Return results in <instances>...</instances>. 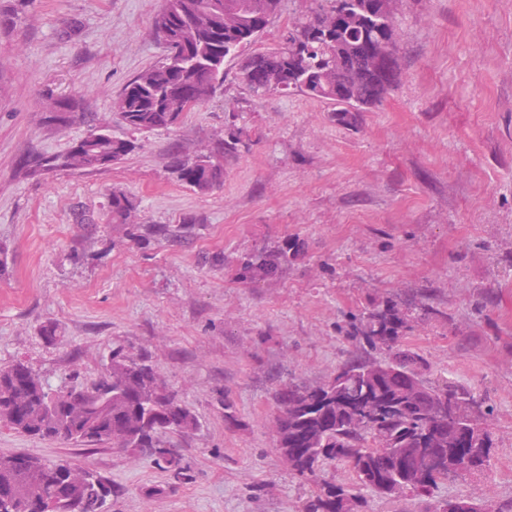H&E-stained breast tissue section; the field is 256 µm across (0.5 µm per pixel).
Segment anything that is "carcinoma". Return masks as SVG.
Segmentation results:
<instances>
[{
	"mask_svg": "<svg viewBox=\"0 0 512 512\" xmlns=\"http://www.w3.org/2000/svg\"><path fill=\"white\" fill-rule=\"evenodd\" d=\"M310 15L286 31L283 46L242 60L238 77L257 94L297 91L334 104L331 119L357 124L360 114L381 102L399 80L394 21L384 16V0H316ZM281 0H164L154 34L164 57L138 72L113 101L119 119L133 131L175 125L186 102H208L224 85V60L256 40L280 9ZM49 120L71 121L77 104L49 99ZM228 119L224 137L204 157H174L172 174L205 194L224 184V160L249 148L246 131ZM130 139H109L92 130L62 155L36 154L24 169L38 176L58 169L97 170L134 152ZM112 223L132 241H170L195 230L183 223L139 224L137 201L122 190L110 197ZM298 243L284 242L245 253L236 262L245 282L258 283L288 270ZM437 317L441 311L422 294L402 302L388 300L338 327L355 351L319 386L290 382L276 394V449L297 476L314 480L327 465H342L360 487L381 498L406 492L431 498L435 488L486 468L493 447L491 408L470 387L432 382L429 364L403 343L411 312ZM108 372L122 387L104 381L53 397L45 380L22 361L0 367V424L39 440L85 446L141 449L156 462L175 464L167 438L197 427L196 415L167 390L145 359L110 356ZM37 482L13 499L11 512H33L35 501L52 503L51 512H98L112 496V482L91 473L72 493L60 494L70 464L27 456ZM15 455H0V489L18 480ZM347 491L321 485L304 512H346Z\"/></svg>",
	"mask_w": 512,
	"mask_h": 512,
	"instance_id": "carcinoma-1",
	"label": "carcinoma"
}]
</instances>
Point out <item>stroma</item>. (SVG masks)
I'll use <instances>...</instances> for the list:
<instances>
[{
	"mask_svg": "<svg viewBox=\"0 0 512 512\" xmlns=\"http://www.w3.org/2000/svg\"><path fill=\"white\" fill-rule=\"evenodd\" d=\"M163 0H0V366L27 363L63 391L102 378L112 350L144 355L195 413L175 466L146 452L45 441L0 425V454L87 466L111 480L106 512H302L317 483L354 490L345 468L298 478L277 453L275 392L317 386L354 346L336 331L372 302L416 290L442 314L412 316L405 343L430 377L493 405L488 466L435 498L512 499V0H392L401 77L349 127L298 92L258 95L241 57L276 47L312 0H282L261 37L227 60L224 88L180 123L136 134L112 102L160 58ZM71 97L70 124L44 95ZM251 136L207 194L170 155ZM136 139L120 163L31 177L29 154H62L90 130ZM146 224L197 217L173 242L128 240L109 198ZM298 240L282 274L243 282L240 254ZM232 398L239 422L224 424Z\"/></svg>",
	"mask_w": 512,
	"mask_h": 512,
	"instance_id": "1",
	"label": "stroma"
}]
</instances>
